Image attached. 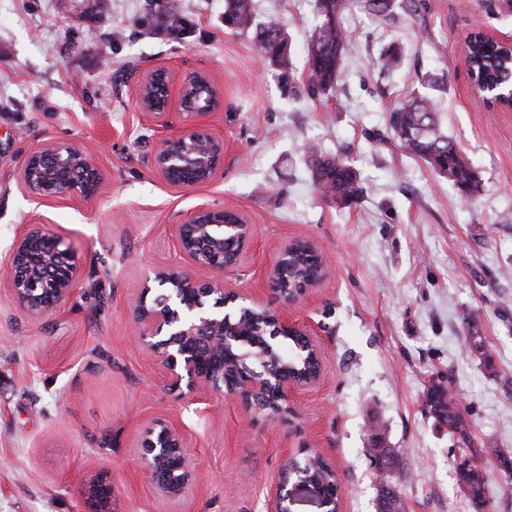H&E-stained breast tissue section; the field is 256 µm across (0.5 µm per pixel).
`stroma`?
Instances as JSON below:
<instances>
[{
    "instance_id": "obj_1",
    "label": "stroma",
    "mask_w": 512,
    "mask_h": 512,
    "mask_svg": "<svg viewBox=\"0 0 512 512\" xmlns=\"http://www.w3.org/2000/svg\"><path fill=\"white\" fill-rule=\"evenodd\" d=\"M259 21L289 38L287 87L248 35L224 23V0H0V262L23 225L60 236L77 260L71 301L35 319L0 278V512H91L82 483L112 487L110 512H265L285 461L312 448L344 486L340 512H376L366 448L371 425L403 449L397 488L405 512H512V476L492 469L488 502L465 500L453 479L447 426L423 410L443 380L459 392L475 448L512 453V112L471 94L461 44L484 30L512 39L497 0H429L385 21L349 7L350 39L332 95L308 96L306 43L315 0H254ZM172 8L190 23L170 38L154 27ZM397 44L399 68L382 67ZM209 74L224 103L205 122L224 162L198 188L153 166L177 110L143 112L147 73ZM439 84H431L430 76ZM431 98L449 139L472 162L479 192L464 195L392 139L390 111ZM81 146L102 172L90 199L32 197L24 156L43 144ZM345 155L361 179L357 202L323 194L311 151ZM233 206L256 227L228 281L274 303L265 269L288 240H311L332 275L291 307L324 352L319 385L295 389L287 420L246 411L230 395L179 398L161 359L132 335L133 310L157 269L188 265L174 222L199 204ZM478 314L483 355L464 341ZM178 425L196 471L177 499L157 495L138 456L145 425Z\"/></svg>"
}]
</instances>
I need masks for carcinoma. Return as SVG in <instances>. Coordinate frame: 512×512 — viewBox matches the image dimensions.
I'll return each mask as SVG.
<instances>
[{"label":"carcinoma","mask_w":512,"mask_h":512,"mask_svg":"<svg viewBox=\"0 0 512 512\" xmlns=\"http://www.w3.org/2000/svg\"><path fill=\"white\" fill-rule=\"evenodd\" d=\"M345 5L346 0H315L319 22L307 42V92L311 96L329 95L336 89L348 42V32L339 21ZM363 8L375 16L388 18L394 15L396 6L388 5V0H364ZM224 23L250 35L260 54L270 64L281 68L283 76H288L287 33L273 21H257L252 0H225ZM471 66L479 77L492 80L506 77L512 69V50L506 45H488L478 40L471 48ZM389 128L392 138L403 151L426 161L436 173L452 180L466 194L472 195L479 190L469 157L457 149L442 130L428 98L416 95L399 102L390 113ZM312 163L315 183L322 192L348 204L356 202L361 188L345 157L338 154L315 156ZM288 267L290 286L294 287L314 273L313 255L300 245L288 257ZM425 407L434 420L448 424L453 453L466 451L483 461L479 468L466 471L456 468L454 475L466 498L477 506L486 504L489 464L501 465L511 472L512 456L499 448L475 450L470 421L453 402L451 391L444 382L434 383L427 389ZM369 455L375 463L379 484L377 512H404L390 467L401 457V449L383 448L373 439Z\"/></svg>","instance_id":"1"}]
</instances>
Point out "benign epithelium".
<instances>
[{
  "instance_id": "7a95c632",
  "label": "benign epithelium",
  "mask_w": 512,
  "mask_h": 512,
  "mask_svg": "<svg viewBox=\"0 0 512 512\" xmlns=\"http://www.w3.org/2000/svg\"><path fill=\"white\" fill-rule=\"evenodd\" d=\"M165 83L168 72L146 74L138 91L141 110L153 116L167 114L171 94L165 103L149 105L152 86ZM220 89L205 73L188 72L180 79L177 107L184 117L181 131L161 140L153 154V165L169 182L195 188L209 183L224 161V138L202 119L219 109ZM23 188L41 198L80 194L94 197L102 185V173L81 147L69 142H52L28 152L20 169ZM225 207L198 205L177 216L175 235L183 255L206 268L214 277L207 281L190 271L173 266L154 275L159 293L145 286L133 311V332L146 353L163 361L169 371V390L177 396L226 393L248 411L270 419L285 420L290 393L300 387L319 384L323 378L322 349L313 333L294 323L286 311L248 298L229 287L224 273L236 270L255 238V225L236 210L237 223H224ZM4 273L16 304L29 316L52 314L72 297L77 276L76 260L62 241L46 234L38 224L23 227L17 235ZM331 275L323 267L317 282L295 292L281 285L280 260L267 269V282L274 297L293 306L304 300ZM300 335L304 344L290 351L295 363L316 365L309 377L281 374L279 341ZM235 379L225 380V364ZM140 448L148 478L161 497L181 495L194 480L195 470L186 451L180 428L158 418L145 428ZM291 478L283 475L267 500V512H290ZM296 484L314 488L328 507L339 512L336 500L343 488L330 490L305 469ZM84 494L92 512H109L112 488L99 478L90 479Z\"/></svg>"
}]
</instances>
